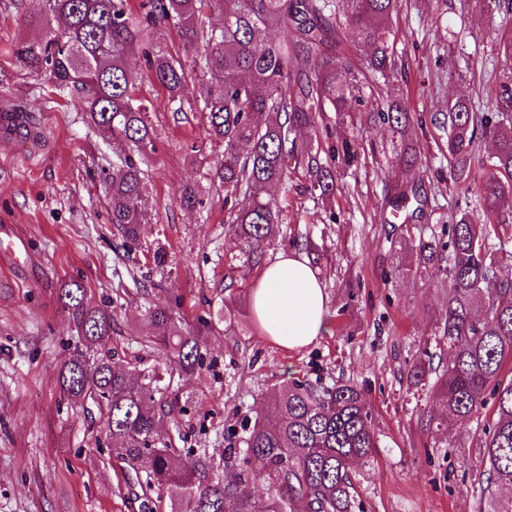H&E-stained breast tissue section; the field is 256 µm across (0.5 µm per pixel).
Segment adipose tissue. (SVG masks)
<instances>
[{"label": "adipose tissue", "mask_w": 512, "mask_h": 512, "mask_svg": "<svg viewBox=\"0 0 512 512\" xmlns=\"http://www.w3.org/2000/svg\"><path fill=\"white\" fill-rule=\"evenodd\" d=\"M251 310L264 333L289 349L309 346L327 330L330 311L308 260L279 254L263 268L251 295Z\"/></svg>", "instance_id": "1"}]
</instances>
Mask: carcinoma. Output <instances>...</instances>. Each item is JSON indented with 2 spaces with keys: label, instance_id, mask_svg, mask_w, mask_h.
Returning a JSON list of instances; mask_svg holds the SVG:
<instances>
[{
  "label": "carcinoma",
  "instance_id": "1",
  "mask_svg": "<svg viewBox=\"0 0 512 512\" xmlns=\"http://www.w3.org/2000/svg\"><path fill=\"white\" fill-rule=\"evenodd\" d=\"M206 9L219 12L223 25L199 24ZM396 10L397 0H142L137 12L130 0H48L33 21L38 34L20 39L12 51L25 69L45 72L61 91L83 95L90 124L123 144L105 192L111 223L131 246L150 221L141 157L154 150L155 138L127 58L140 52L146 71L167 92V103L183 104V64L147 42L155 27L178 26L187 47L201 54L208 76L200 90L202 111L208 133L224 145L213 180L224 187L228 223L258 261L279 224L280 210L267 188L301 169L309 179L306 190L329 198L338 169L358 159L357 144L339 129L328 148L315 146L316 117L345 111L365 84L396 78ZM271 29L280 37L270 38ZM342 34L371 48L367 70L336 53ZM503 51L497 111L472 112L459 100L434 118L448 132L449 178L456 185L469 181L479 159L475 143L492 139L493 151L479 159L486 169L480 194L492 214L512 192V34L504 37ZM369 118L401 135L411 113L404 102L380 92ZM419 159L417 145L400 139L391 206L406 220L399 239L415 257L407 270L420 276L435 266L445 276L434 336L436 348L448 350V363L434 362L437 353L426 350L409 370L410 384L429 387L441 407V413L421 419L420 429L446 434L493 399L475 443L480 512H512V495L499 494L512 489V378L502 376L505 359H512V280L499 275L500 259L512 257L506 249L512 232L503 223L473 224L463 213L427 237L411 233L407 220L421 217L428 206L418 186ZM203 197L202 186L186 184L179 201L202 208ZM59 300L81 344L60 365V391L75 406L95 404L106 419L112 453L127 463L142 491L166 490L168 512H353L351 465L377 447L362 388L293 379L273 388L265 412L244 425L243 447L224 449L218 461L203 453L178 465L167 437L178 404L174 377L203 367L202 346L215 322L232 325L245 312L226 303L217 315L200 316L187 328L174 306H149L155 335L145 343L165 347L171 359L164 367H143L139 357H117L112 313L90 306L81 284L64 285ZM254 475L268 482L271 494L257 499L241 489Z\"/></svg>",
  "mask_w": 512,
  "mask_h": 512
}]
</instances>
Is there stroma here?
<instances>
[{
    "mask_svg": "<svg viewBox=\"0 0 512 512\" xmlns=\"http://www.w3.org/2000/svg\"><path fill=\"white\" fill-rule=\"evenodd\" d=\"M43 10L42 0H0V113L24 103L36 132L31 140L0 136V249L19 237L31 255L16 264L0 259V512H141L123 479L125 463L108 451L97 408L71 407L60 394L58 369L73 354L77 333L58 291L82 283L91 305L111 309L119 356L160 361L163 353L140 342L153 333L144 318L149 302L176 304L192 324L230 301L249 306L261 267L248 261L227 222L223 188L210 184L223 145L209 136L203 112L168 104L136 55L128 65L156 138L142 164L152 220L137 245L121 247L103 193L116 149L111 134L88 128L78 97L61 94L47 74L23 69L12 53L18 38L35 35L29 19ZM501 18L480 0H399L392 17L403 74L390 93L418 117L406 136L421 146L422 187L437 203L419 219L418 232L448 218L459 195L448 181V139L431 118L459 99L477 112L492 107L503 62ZM151 39L184 63L185 97L196 100L202 72L179 28L159 25ZM365 112L352 103L346 133L359 158L330 201L312 197L301 172L270 190L281 226L263 259L290 251L298 235L319 245L327 332L291 351L263 336L255 321L218 325L205 339L203 369L173 382L183 408L178 428L186 447L218 453L229 431L262 413L274 385L343 379L364 389L378 438L374 454L353 466L359 512H478L468 449L481 420L454 427L433 447L416 424L420 409L437 408L411 387L408 372L435 346L443 279L434 270L423 279L408 275L386 240L394 135L367 123ZM187 183L209 187L203 211L179 205ZM159 248L168 262L158 268L152 256Z\"/></svg>",
    "mask_w": 512,
    "mask_h": 512,
    "instance_id": "obj_1",
    "label": "stroma"
}]
</instances>
